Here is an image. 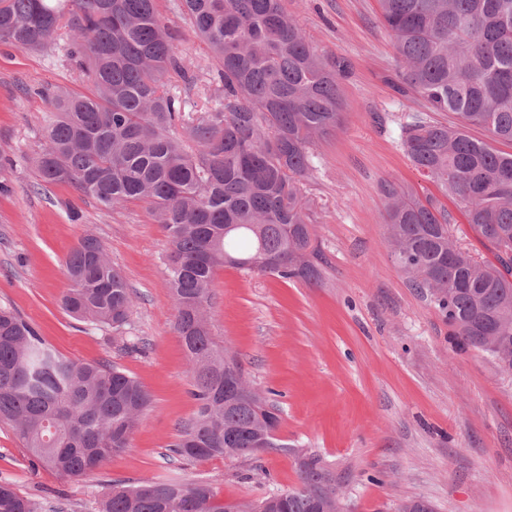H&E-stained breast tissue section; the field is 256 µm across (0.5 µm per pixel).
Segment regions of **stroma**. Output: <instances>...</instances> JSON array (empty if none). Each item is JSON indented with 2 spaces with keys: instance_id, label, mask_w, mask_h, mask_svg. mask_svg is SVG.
<instances>
[{
  "instance_id": "obj_1",
  "label": "stroma",
  "mask_w": 512,
  "mask_h": 512,
  "mask_svg": "<svg viewBox=\"0 0 512 512\" xmlns=\"http://www.w3.org/2000/svg\"><path fill=\"white\" fill-rule=\"evenodd\" d=\"M156 0L175 46L195 64L192 101L218 83L217 63L176 7ZM308 39L344 57V122L314 147L304 186L325 257L318 284L224 268L213 286L211 329L236 352L246 379L280 416L277 449L248 460L170 457L196 414L188 362L175 328L167 237L146 204L108 209L66 184L37 185L34 161L60 91L89 82L67 54L0 45V306L14 309L63 356L110 362L152 397L130 448L93 474L70 479L39 466L0 425V482L68 512H97L106 482L203 480L229 506L300 484L303 455L331 472L343 512H398L411 499L434 512H512V376L463 346L445 316L413 288L387 241L381 185L418 196L436 186L410 165L400 125L418 107L398 94L397 61L377 0H284ZM83 219L72 223L69 207ZM87 234L102 242L133 294L119 329L73 320L60 306L65 261ZM147 346L132 350V342Z\"/></svg>"
}]
</instances>
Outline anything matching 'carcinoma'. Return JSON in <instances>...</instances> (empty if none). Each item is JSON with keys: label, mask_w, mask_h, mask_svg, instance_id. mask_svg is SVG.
<instances>
[{"label": "carcinoma", "mask_w": 512, "mask_h": 512, "mask_svg": "<svg viewBox=\"0 0 512 512\" xmlns=\"http://www.w3.org/2000/svg\"><path fill=\"white\" fill-rule=\"evenodd\" d=\"M399 61L400 90L419 101L400 125L411 166L441 197L385 183L396 265L448 319L455 335L512 375V0H379ZM196 36L218 60L221 92L190 93L194 63L177 49L155 0H0V43L41 50L67 30L69 55L93 86L53 96L47 146L35 160L44 184H67L114 209L146 203L166 233L169 285L197 413L169 451L186 460L247 459L276 447L277 409L259 389L234 399L224 376L239 359L213 338L208 306L216 271L235 268L317 284L323 255L303 193L312 147L343 124L340 79L350 63L308 40L282 0H181ZM448 112L454 120H434ZM478 127L486 138L477 139ZM457 201L492 246L481 263L451 234L441 198ZM61 303L73 318L118 327L132 296L102 243L82 237L66 261ZM151 397L109 363L69 359L11 308L0 307V423L44 468L69 478L97 471L130 447ZM301 487L285 504L265 497L237 512H328L336 487L320 458L300 462ZM0 512L43 505L0 483ZM99 512H228L205 481L109 484Z\"/></svg>", "instance_id": "1"}]
</instances>
